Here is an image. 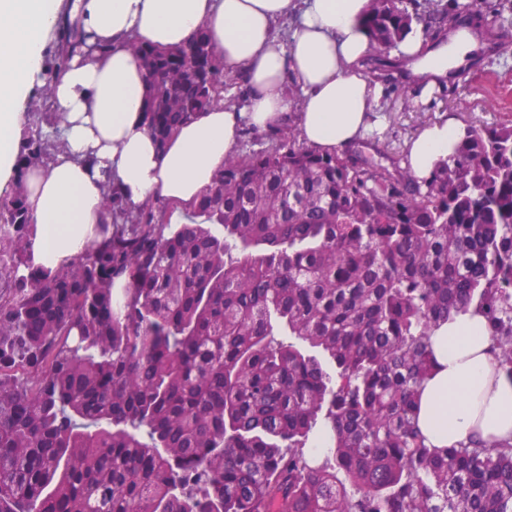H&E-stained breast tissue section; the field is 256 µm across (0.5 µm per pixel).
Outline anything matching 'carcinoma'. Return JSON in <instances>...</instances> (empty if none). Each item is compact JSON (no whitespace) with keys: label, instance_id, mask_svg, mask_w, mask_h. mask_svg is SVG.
<instances>
[{"label":"carcinoma","instance_id":"cac0c4a2","mask_svg":"<svg viewBox=\"0 0 512 512\" xmlns=\"http://www.w3.org/2000/svg\"><path fill=\"white\" fill-rule=\"evenodd\" d=\"M422 20L477 23L370 0L372 49ZM59 32L0 195V512H512V439L431 448L416 411L432 337L470 309L512 377V126L465 125L419 180L300 146L288 124L275 148L228 157L174 226L108 177L100 239L47 269L25 176L64 150L52 95L90 38ZM129 48L159 143L224 104L204 33Z\"/></svg>","mask_w":512,"mask_h":512}]
</instances>
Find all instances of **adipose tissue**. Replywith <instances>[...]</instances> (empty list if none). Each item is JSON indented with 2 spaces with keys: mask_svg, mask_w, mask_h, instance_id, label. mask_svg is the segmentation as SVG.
I'll use <instances>...</instances> for the list:
<instances>
[{
  "mask_svg": "<svg viewBox=\"0 0 512 512\" xmlns=\"http://www.w3.org/2000/svg\"><path fill=\"white\" fill-rule=\"evenodd\" d=\"M368 8L369 0H0V195L16 182L23 107L60 17L81 24L94 43L73 57L54 88V109L66 118L64 151L26 174L35 264L54 269L94 245L105 221L102 170L129 204L160 199L189 216L236 153L244 128L290 121L306 145L325 154L363 141L382 94L362 73L371 56ZM288 19L294 25L283 39L276 25ZM199 32L225 72L243 77L248 103L198 113L158 144L143 119L147 72L127 43L175 48ZM400 48L405 78L429 90L445 85L478 42L463 28L434 44L412 32ZM290 76L302 89L296 101L285 92ZM463 136L451 113L420 127L404 148L411 173L429 177ZM433 349L437 364L420 391L418 418L430 446L512 438V378L495 365L483 317L471 310L449 320Z\"/></svg>",
  "mask_w": 512,
  "mask_h": 512,
  "instance_id": "1",
  "label": "adipose tissue"
}]
</instances>
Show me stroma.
<instances>
[{
    "mask_svg": "<svg viewBox=\"0 0 512 512\" xmlns=\"http://www.w3.org/2000/svg\"><path fill=\"white\" fill-rule=\"evenodd\" d=\"M382 124L360 143L368 156L381 155L383 165L402 160L405 143L422 125L456 114L460 122L512 123V47L476 52L470 64L448 86L423 92L403 82L385 85L379 101Z\"/></svg>",
    "mask_w": 512,
    "mask_h": 512,
    "instance_id": "1",
    "label": "stroma"
}]
</instances>
